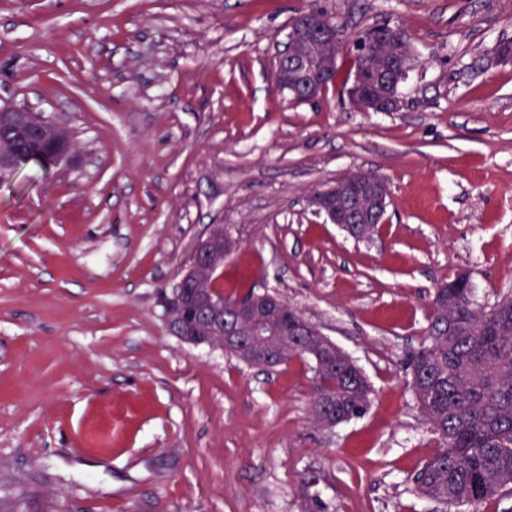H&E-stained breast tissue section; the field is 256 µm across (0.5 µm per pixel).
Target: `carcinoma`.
<instances>
[{
  "label": "carcinoma",
  "mask_w": 512,
  "mask_h": 512,
  "mask_svg": "<svg viewBox=\"0 0 512 512\" xmlns=\"http://www.w3.org/2000/svg\"><path fill=\"white\" fill-rule=\"evenodd\" d=\"M364 55H354L350 73L364 67L377 71L375 81L352 104L368 110L377 101L400 100L391 84L392 68L411 69L415 55L411 38L401 27H371L357 39ZM25 135L22 120L13 114L0 118V142L9 146ZM172 310L193 323L189 309L172 292L163 298ZM224 348L250 365L261 361L225 344L220 338L196 340ZM287 364L312 363L310 419L321 428L363 417L371 406L373 388L354 361L336 344L311 329L307 336H287ZM409 386L417 407L437 435L438 450L412 475L417 494L461 512L490 504L512 487V296L491 306L475 301L470 276L454 288L442 284L430 301L427 337L408 353Z\"/></svg>",
  "instance_id": "1"
}]
</instances>
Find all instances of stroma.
<instances>
[{
	"mask_svg": "<svg viewBox=\"0 0 512 512\" xmlns=\"http://www.w3.org/2000/svg\"><path fill=\"white\" fill-rule=\"evenodd\" d=\"M337 64L377 25L416 64L394 112L337 86L276 92L310 4ZM512 0H0V105L65 123L75 161L0 182V512H445L411 475L438 442L406 385L434 289L512 290ZM389 189L357 241L311 193ZM225 293H278L373 387L358 420H309L301 361L249 366L182 341L160 302L211 225ZM369 182L377 181L375 183L376 189L374 194L371 196V193H367V189L369 184L367 180L363 177V173H357V175L350 180H345L353 176V174L346 175L338 180H344L330 189L335 200L334 208H326L323 200H319L315 198L311 201L312 207L314 210L323 214L330 224H338L341 227L347 228V221H352V215L355 210V202L349 201L352 197H354V192L356 189H361L359 194L360 199L363 197H372V213L378 215V224L385 223V216L387 213V207L389 205L388 193L385 191L384 186L379 176L372 173H364ZM337 206V208H336Z\"/></svg>",
	"mask_w": 512,
	"mask_h": 512,
	"instance_id": "1",
	"label": "stroma"
}]
</instances>
